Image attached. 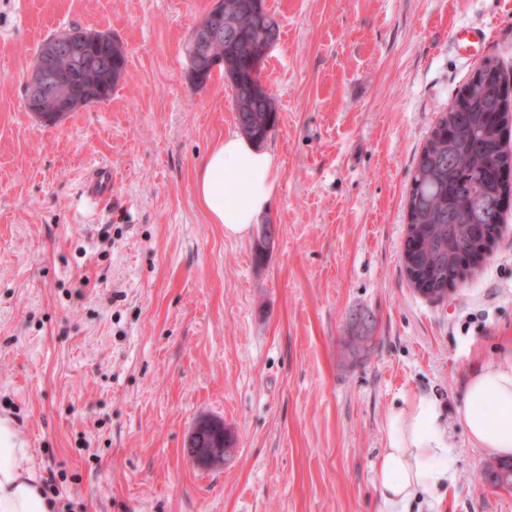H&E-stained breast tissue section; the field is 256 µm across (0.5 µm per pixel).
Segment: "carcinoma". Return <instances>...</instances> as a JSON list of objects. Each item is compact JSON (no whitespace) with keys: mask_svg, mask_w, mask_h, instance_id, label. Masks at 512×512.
<instances>
[{"mask_svg":"<svg viewBox=\"0 0 512 512\" xmlns=\"http://www.w3.org/2000/svg\"><path fill=\"white\" fill-rule=\"evenodd\" d=\"M224 14L210 11L203 21L224 23V39L211 45L232 89L238 130L262 143L275 131L278 107L269 93L257 91L259 43L277 38L279 28L264 8V0H222ZM482 79L474 88L465 84L458 99L440 115L412 172L408 200V229L403 251L408 277L426 284L435 299L445 298L442 287L460 276L459 248L477 246L494 236L503 223L501 199L512 195V183L502 171L512 164L508 147L512 127L502 113L503 91L512 88V76L487 58ZM112 82L98 100L112 97L126 71V53L112 42ZM473 479L483 478L496 487H512V462H489Z\"/></svg>","mask_w":512,"mask_h":512,"instance_id":"cac0c4a2","label":"carcinoma"}]
</instances>
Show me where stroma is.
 <instances>
[{
	"label": "stroma",
	"instance_id": "1",
	"mask_svg": "<svg viewBox=\"0 0 512 512\" xmlns=\"http://www.w3.org/2000/svg\"><path fill=\"white\" fill-rule=\"evenodd\" d=\"M216 2L0 0V416L57 512H381L384 417L423 395L454 485L447 510L424 496L409 512H512V488L472 480L494 454L456 412L478 358L512 351V206L492 256L444 300L418 294L401 261L416 160L480 63L448 31L486 28L512 69V0H265L276 182L243 238L193 189L237 131L223 75L188 79L187 38ZM71 26L110 32L126 72L108 101L46 125L26 80ZM98 161L115 184L97 207L80 187ZM362 330L354 364L344 341ZM203 416L234 435L223 466L186 452Z\"/></svg>",
	"mask_w": 512,
	"mask_h": 512
}]
</instances>
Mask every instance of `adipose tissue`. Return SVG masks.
Returning a JSON list of instances; mask_svg holds the SVG:
<instances>
[{"instance_id": "obj_1", "label": "adipose tissue", "mask_w": 512, "mask_h": 512, "mask_svg": "<svg viewBox=\"0 0 512 512\" xmlns=\"http://www.w3.org/2000/svg\"><path fill=\"white\" fill-rule=\"evenodd\" d=\"M274 157L246 137L216 143L196 167L194 192L211 223L247 236L274 190ZM473 447L512 458V354L475 365L457 408ZM385 447L376 475L384 512H405L421 494L452 483L451 451L428 397H403L384 420ZM0 512H54L35 459L9 419L0 418Z\"/></svg>"}]
</instances>
